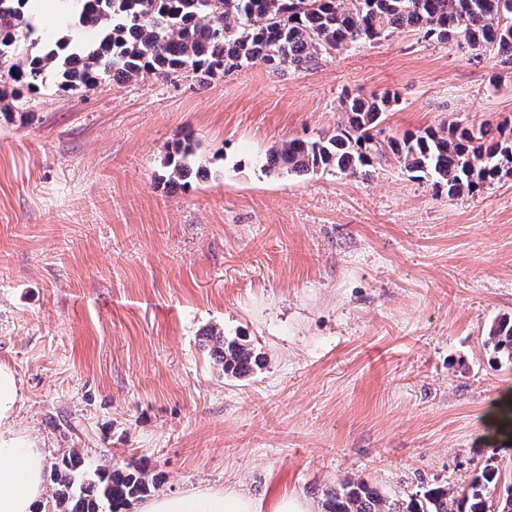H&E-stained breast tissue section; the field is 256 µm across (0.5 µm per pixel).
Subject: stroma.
Returning <instances> with one entry per match:
<instances>
[{
	"instance_id": "stroma-1",
	"label": "stroma",
	"mask_w": 512,
	"mask_h": 512,
	"mask_svg": "<svg viewBox=\"0 0 512 512\" xmlns=\"http://www.w3.org/2000/svg\"><path fill=\"white\" fill-rule=\"evenodd\" d=\"M33 52L89 44L51 7ZM396 92L399 136L512 121V75L408 30L312 71L255 64L199 84L151 77L75 94L0 81V363L45 465L71 448L134 461L155 495L205 485L321 508L363 480L389 501L469 486L492 449L512 483V388L484 344L512 315V177L451 198L398 163L350 177L265 174L276 142L316 140L345 96ZM31 114H23L22 103ZM191 134L208 167L168 184ZM260 369L224 377L210 327Z\"/></svg>"
}]
</instances>
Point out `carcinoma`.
I'll list each match as a JSON object with an SVG mask.
<instances>
[{"label":"carcinoma","instance_id":"cac0c4a2","mask_svg":"<svg viewBox=\"0 0 512 512\" xmlns=\"http://www.w3.org/2000/svg\"><path fill=\"white\" fill-rule=\"evenodd\" d=\"M24 2L0 0V79L30 93L49 75L65 91L87 93L106 81L129 84L184 72L204 82L256 61L273 72L313 70L331 53L397 30L454 42L473 59L494 53L512 69V0H58L63 15L99 32V42L69 53L57 42L25 57ZM394 101L388 93L345 99L332 133L273 145L263 171L366 176L391 157L413 177L432 178L435 192L450 197L512 177L511 123L494 129L450 123L380 139L379 125ZM194 164L196 146L186 134L164 158L168 182L185 177ZM205 336L213 365L224 375L245 377L261 364L254 347L223 329L211 327ZM485 344L498 365L511 366L512 318L495 322ZM499 479L498 467L486 464L466 490L435 487L405 503L385 500L363 481H344L325 494L324 512H512V484L494 504L485 497ZM51 481L59 512H126L155 487L145 467L106 458L93 463L78 448L52 464Z\"/></svg>","mask_w":512,"mask_h":512}]
</instances>
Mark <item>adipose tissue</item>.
I'll return each mask as SVG.
<instances>
[{
  "label": "adipose tissue",
  "mask_w": 512,
  "mask_h": 512,
  "mask_svg": "<svg viewBox=\"0 0 512 512\" xmlns=\"http://www.w3.org/2000/svg\"><path fill=\"white\" fill-rule=\"evenodd\" d=\"M21 393L13 369L0 363V512H44V458L34 441L12 427ZM140 512H313L310 502L282 495L262 505L236 490L198 487L176 496H157Z\"/></svg>",
  "instance_id": "1"
}]
</instances>
